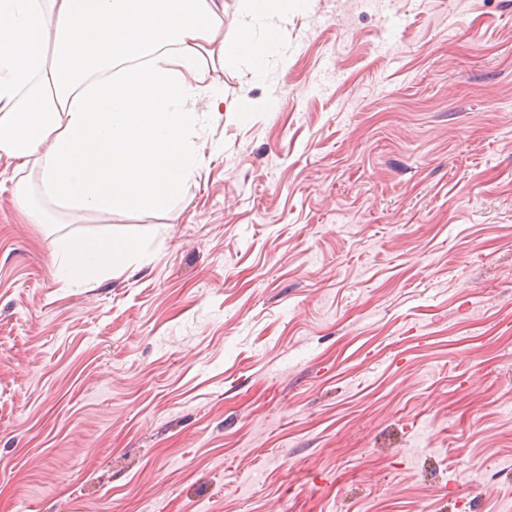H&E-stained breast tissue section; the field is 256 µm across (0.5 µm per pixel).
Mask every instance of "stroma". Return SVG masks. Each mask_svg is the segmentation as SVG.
I'll use <instances>...</instances> for the list:
<instances>
[{"label": "stroma", "mask_w": 512, "mask_h": 512, "mask_svg": "<svg viewBox=\"0 0 512 512\" xmlns=\"http://www.w3.org/2000/svg\"><path fill=\"white\" fill-rule=\"evenodd\" d=\"M219 87L166 209L0 163V512H512V0H307ZM135 249L132 242L112 237H63L55 242V254L71 278L85 276L93 266L123 267Z\"/></svg>", "instance_id": "stroma-1"}]
</instances>
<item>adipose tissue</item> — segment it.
Here are the masks:
<instances>
[{
    "label": "adipose tissue",
    "mask_w": 512,
    "mask_h": 512,
    "mask_svg": "<svg viewBox=\"0 0 512 512\" xmlns=\"http://www.w3.org/2000/svg\"><path fill=\"white\" fill-rule=\"evenodd\" d=\"M240 2L250 23L227 45L224 0H0V158L38 171L43 197L72 215L171 205L200 167L194 98L224 109L208 60L262 65L271 44L253 24L274 32L304 0ZM134 251L112 237L55 243L72 278Z\"/></svg>",
    "instance_id": "ef3b65f1"
}]
</instances>
